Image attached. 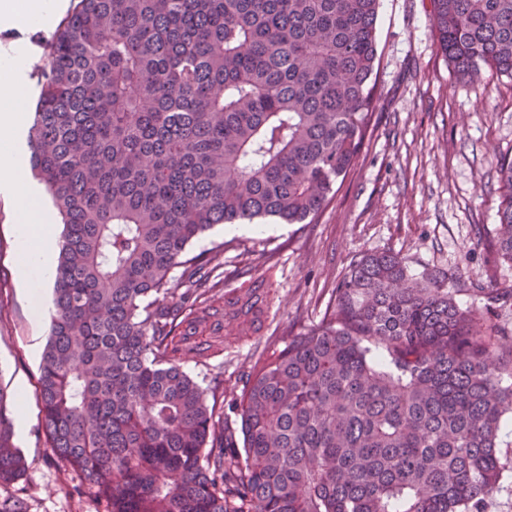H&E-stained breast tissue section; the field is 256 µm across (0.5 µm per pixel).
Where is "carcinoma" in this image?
I'll list each match as a JSON object with an SVG mask.
<instances>
[{"instance_id": "carcinoma-1", "label": "carcinoma", "mask_w": 512, "mask_h": 512, "mask_svg": "<svg viewBox=\"0 0 512 512\" xmlns=\"http://www.w3.org/2000/svg\"><path fill=\"white\" fill-rule=\"evenodd\" d=\"M380 0H78L40 67L28 166L63 224L39 396L52 452L104 512H487L512 462L511 288L356 257L316 326L224 402L193 336L256 334L272 302L188 256L219 224L316 218L372 116ZM448 63L512 78V0H433ZM494 254L512 262V160ZM0 388V488L26 470ZM242 439H237L236 433Z\"/></svg>"}]
</instances>
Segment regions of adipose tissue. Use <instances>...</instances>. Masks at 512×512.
Here are the masks:
<instances>
[{"label":"adipose tissue","mask_w":512,"mask_h":512,"mask_svg":"<svg viewBox=\"0 0 512 512\" xmlns=\"http://www.w3.org/2000/svg\"><path fill=\"white\" fill-rule=\"evenodd\" d=\"M60 8V0H0V26L50 23ZM26 110L25 76L18 58L0 59V188L18 202L16 234L21 272H37L50 277L53 272V225L44 221L43 209L31 192L15 135L18 120Z\"/></svg>","instance_id":"1"}]
</instances>
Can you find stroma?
<instances>
[{"mask_svg": "<svg viewBox=\"0 0 512 512\" xmlns=\"http://www.w3.org/2000/svg\"><path fill=\"white\" fill-rule=\"evenodd\" d=\"M374 118L354 167L322 213L308 224L267 220L262 230L217 226L192 253L223 246L224 278L238 286L253 254L275 267L277 298L263 332L226 350L189 356L184 369L225 410L257 358L316 325L332 304L350 262L390 251L419 275L443 270L488 288L512 286V263L494 257L501 161L512 160V79L455 75L441 52L430 0H381ZM55 25L0 27V56L22 51L28 101L41 86L37 67ZM13 200L0 196V387L6 413L28 415L13 442L27 471L13 487L30 512H95L80 497L76 473L49 448L38 395L40 353L52 313V286L21 279Z\"/></svg>", "mask_w": 512, "mask_h": 512, "instance_id": "obj_1", "label": "stroma"}]
</instances>
